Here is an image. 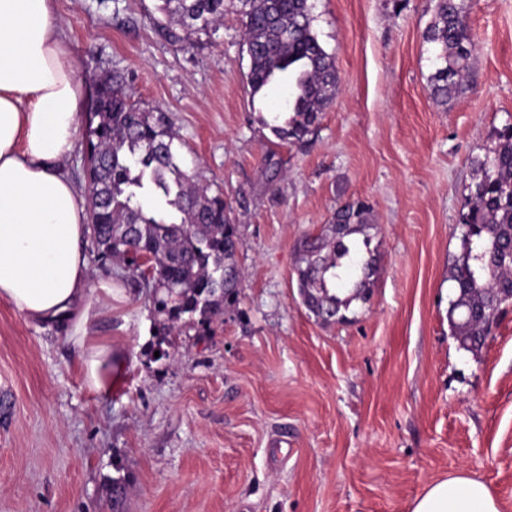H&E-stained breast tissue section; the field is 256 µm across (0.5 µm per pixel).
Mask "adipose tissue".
Here are the masks:
<instances>
[{"label":"adipose tissue","instance_id":"adipose-tissue-1","mask_svg":"<svg viewBox=\"0 0 512 512\" xmlns=\"http://www.w3.org/2000/svg\"><path fill=\"white\" fill-rule=\"evenodd\" d=\"M85 95L54 0H0V301L33 325L56 324L95 389L112 382L111 340L92 334L112 308L92 283L88 211L71 181ZM410 512H499L483 481L459 473L428 485Z\"/></svg>","mask_w":512,"mask_h":512}]
</instances>
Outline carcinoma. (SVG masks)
<instances>
[{
	"label": "carcinoma",
	"instance_id": "carcinoma-1",
	"mask_svg": "<svg viewBox=\"0 0 512 512\" xmlns=\"http://www.w3.org/2000/svg\"><path fill=\"white\" fill-rule=\"evenodd\" d=\"M225 0H158L154 22L175 42L207 34L224 21ZM250 59L248 83L256 96L270 84L288 82L287 118L273 116L272 133L301 141L334 102L338 77L334 57L313 29L312 0H237ZM424 39L433 51L432 98L445 104L467 87L475 51L463 4L434 0ZM82 143L87 181L89 239L95 260L121 262L149 290L156 335L197 325L203 329L235 302L241 272L235 262L238 230L220 192L211 191L186 166L171 117L131 101L118 71L95 86ZM496 147L475 161L476 178L460 213V250L449 278L456 296L448 328L460 346L476 351L491 332L496 313L512 303V123L494 131ZM318 234L297 244V283L315 317L346 310L368 299L376 258L362 254L352 235L371 226L370 206L348 201ZM151 259V276L138 270V256ZM344 289L342 296L336 289Z\"/></svg>",
	"mask_w": 512,
	"mask_h": 512
}]
</instances>
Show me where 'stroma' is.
Instances as JSON below:
<instances>
[{
	"instance_id": "35a3bbf8",
	"label": "stroma",
	"mask_w": 512,
	"mask_h": 512,
	"mask_svg": "<svg viewBox=\"0 0 512 512\" xmlns=\"http://www.w3.org/2000/svg\"><path fill=\"white\" fill-rule=\"evenodd\" d=\"M155 5L56 0L85 91L121 71L223 191L238 300L161 344L150 294L90 262L92 281L118 289L93 324L112 339L100 392L62 333L0 303V512H409L456 473L512 512V305L478 351L448 331L473 161L512 123V0H464L469 87L444 105L423 39L433 0H314L339 87L288 145L261 121L285 86L250 93L237 0L183 45L154 24ZM357 198L372 208L371 297L325 322L302 303L295 247Z\"/></svg>"
}]
</instances>
